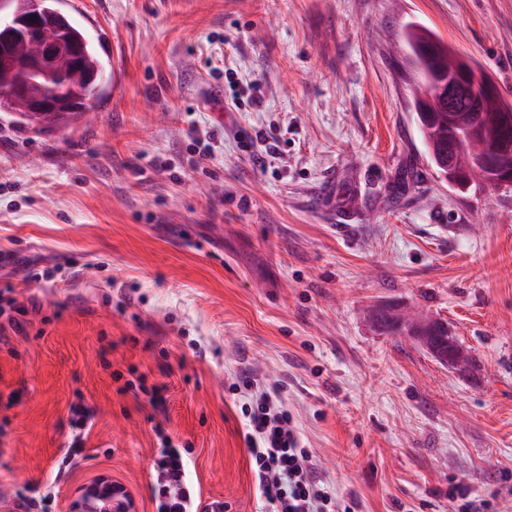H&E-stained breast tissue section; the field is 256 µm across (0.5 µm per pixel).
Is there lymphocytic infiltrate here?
I'll list each match as a JSON object with an SVG mask.
<instances>
[{
	"mask_svg": "<svg viewBox=\"0 0 512 512\" xmlns=\"http://www.w3.org/2000/svg\"><path fill=\"white\" fill-rule=\"evenodd\" d=\"M236 388L249 399L242 409L244 441L267 512H354L318 473L311 451L304 448L293 417L278 396L248 373L240 375ZM158 439L152 475L156 512H198L201 498L188 477L183 447L163 433Z\"/></svg>",
	"mask_w": 512,
	"mask_h": 512,
	"instance_id": "obj_1",
	"label": "lymphocytic infiltrate"
}]
</instances>
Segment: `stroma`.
Returning a JSON list of instances; mask_svg holds the SVG:
<instances>
[{"label": "stroma", "mask_w": 512, "mask_h": 512, "mask_svg": "<svg viewBox=\"0 0 512 512\" xmlns=\"http://www.w3.org/2000/svg\"><path fill=\"white\" fill-rule=\"evenodd\" d=\"M61 2L109 81L75 129L0 112V290L40 305L0 343V494L48 486L64 512L109 475L155 512L160 427L202 501L265 512L247 371L358 512H455L457 485L512 512V185L441 178L402 39L431 30L512 102V0ZM382 302L445 320L474 371L374 331Z\"/></svg>", "instance_id": "1"}]
</instances>
